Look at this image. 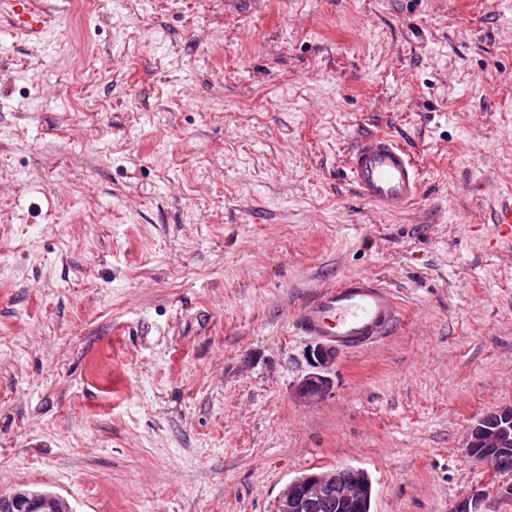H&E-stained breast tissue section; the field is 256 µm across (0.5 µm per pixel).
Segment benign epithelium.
I'll list each match as a JSON object with an SVG mask.
<instances>
[{
    "label": "benign epithelium",
    "mask_w": 512,
    "mask_h": 512,
    "mask_svg": "<svg viewBox=\"0 0 512 512\" xmlns=\"http://www.w3.org/2000/svg\"><path fill=\"white\" fill-rule=\"evenodd\" d=\"M312 372L299 382L296 393L304 400L322 396L331 385L330 373L333 369L336 353L323 344L316 345L310 351ZM502 419L496 426L473 424L464 439V451L477 463L495 470L496 456L491 449L498 447L503 439L512 435V404L500 406ZM484 446L488 451L481 453L477 447ZM341 469L333 468L321 472L309 473L287 483L280 491L276 512H316L321 503L334 496L340 504L354 503L362 490L368 489L366 483L346 487L341 484ZM60 497L54 494L19 496L17 494L0 499V508L7 512H58ZM512 504V483L496 487L493 499L483 493H474L461 499L453 512H500L499 505Z\"/></svg>",
    "instance_id": "benign-epithelium-1"
}]
</instances>
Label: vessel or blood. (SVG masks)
Here are the masks:
<instances>
[{
  "instance_id": "1",
  "label": "vessel or blood",
  "mask_w": 512,
  "mask_h": 512,
  "mask_svg": "<svg viewBox=\"0 0 512 512\" xmlns=\"http://www.w3.org/2000/svg\"><path fill=\"white\" fill-rule=\"evenodd\" d=\"M0 1L9 7V29L30 36L45 32L48 15L42 0ZM345 174L362 199L385 213L410 207L422 179L410 150L395 137L380 134L355 141L346 155ZM494 222L500 237L512 239V194L498 200ZM400 317L391 288L372 275H350L319 289L295 309L291 320L299 334L351 351L382 339Z\"/></svg>"
}]
</instances>
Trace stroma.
<instances>
[{"label": "stroma", "instance_id": "1", "mask_svg": "<svg viewBox=\"0 0 512 512\" xmlns=\"http://www.w3.org/2000/svg\"><path fill=\"white\" fill-rule=\"evenodd\" d=\"M408 146L385 214L344 175ZM512 0H70L0 36V495L72 512H276L368 473L371 512L493 494L460 449L512 404ZM374 275L402 317L337 351L296 307ZM345 175L365 201L384 213L405 211L419 193L422 172L410 150L389 135L360 136L348 151ZM493 222L498 228L500 237L512 239V194L498 200ZM310 357L313 371L302 378L296 389L297 395L304 400L319 398L329 389V375L336 360V353L331 347L317 344L311 349ZM340 473V468H333L290 481L279 493L276 512H315L317 509L316 512H370L372 492L370 495V488L365 482L361 486L369 490L365 497L369 499L364 502V506L344 508L338 505L336 499L321 505L324 500L334 496L335 492L336 498L344 506L354 503L360 497L362 487L342 485Z\"/></svg>", "mask_w": 512, "mask_h": 512}]
</instances>
